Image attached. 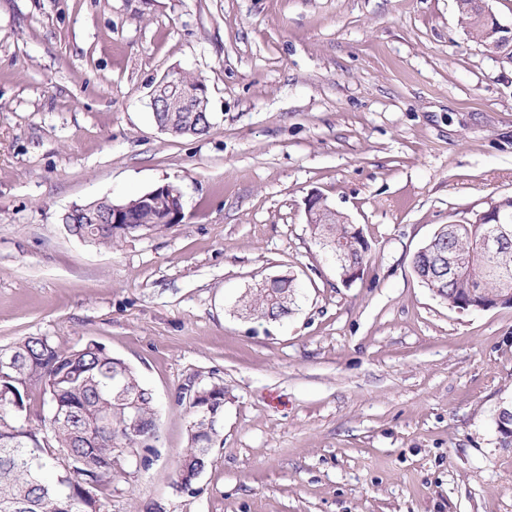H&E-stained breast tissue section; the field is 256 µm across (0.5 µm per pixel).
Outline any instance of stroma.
Wrapping results in <instances>:
<instances>
[{
    "instance_id": "1",
    "label": "stroma",
    "mask_w": 512,
    "mask_h": 512,
    "mask_svg": "<svg viewBox=\"0 0 512 512\" xmlns=\"http://www.w3.org/2000/svg\"><path fill=\"white\" fill-rule=\"evenodd\" d=\"M212 128L161 131L171 72ZM171 182L180 223L96 246L61 221ZM320 195L371 244L347 282L313 242ZM512 196V65L455 0H0V346L94 340L157 401L101 512H512V306L460 313L416 277L442 224ZM289 271L288 318L237 299ZM224 385L193 491L183 386ZM179 73L180 72H174L166 75L154 90L151 99L153 114L159 109L163 111L156 113V118L159 123L166 124L172 122L173 119L176 121L178 114L170 116L168 112H179V114L182 112H201L197 107L194 92L187 90L183 85L196 91L199 107L203 108L206 112L209 110L207 90L203 82L189 74L181 73L182 85L179 80ZM189 121L190 117L185 122L177 120L176 123L173 124L170 132H168V128L165 125L158 124V127L161 131H166L174 137H199L210 133L212 127L204 125L199 120H196L190 125L188 123Z\"/></svg>"
}]
</instances>
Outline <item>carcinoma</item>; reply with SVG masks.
Wrapping results in <instances>:
<instances>
[{
	"label": "carcinoma",
	"instance_id": "carcinoma-1",
	"mask_svg": "<svg viewBox=\"0 0 512 512\" xmlns=\"http://www.w3.org/2000/svg\"><path fill=\"white\" fill-rule=\"evenodd\" d=\"M459 22L466 33L502 64H512V40L503 37L484 18L473 0H457ZM182 84L196 91L198 105L208 109L205 85L183 73ZM158 122L173 123L170 135L204 136L211 127L200 121H173L167 112ZM135 223L125 228L77 224L75 234L86 242L112 246L117 234L164 227L162 212L129 199ZM309 224L319 248L345 255L344 266L363 269L370 252L361 243L349 217L317 198ZM493 224L443 225L437 242H426L413 256V270L449 306L493 307L512 301V245L488 254L482 247ZM459 270L448 276L445 260ZM300 289L291 272L260 283L242 299L245 314L276 322L287 317ZM0 512H100L99 493L112 485V457L116 448H147L157 434L152 391L136 370L103 345L91 341L71 351L57 349L45 336H28L0 347ZM37 385L49 415L39 428L23 419L27 405L22 387ZM202 407L191 411L188 448L177 467V484L192 488L204 470L219 435L211 418L224 415V384L201 387Z\"/></svg>",
	"mask_w": 512,
	"mask_h": 512
}]
</instances>
